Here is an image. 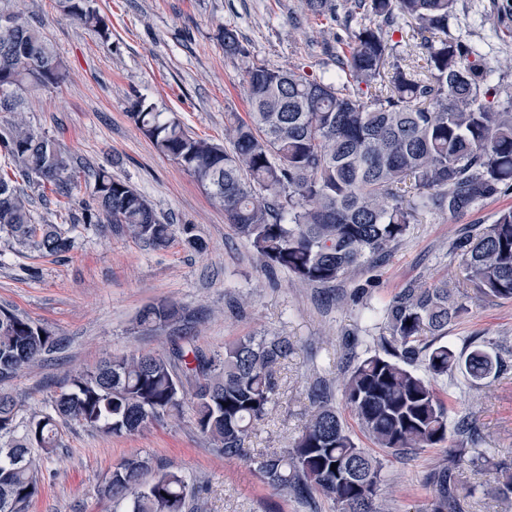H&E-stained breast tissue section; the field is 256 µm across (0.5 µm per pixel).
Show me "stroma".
<instances>
[{
    "mask_svg": "<svg viewBox=\"0 0 512 512\" xmlns=\"http://www.w3.org/2000/svg\"><path fill=\"white\" fill-rule=\"evenodd\" d=\"M112 35L102 40L70 23L57 0H0V12L35 16L67 68L57 88L28 92L25 118L75 160L105 167L128 181L173 224H191L202 250L174 239L156 249L113 225L74 224L71 212L89 200L83 184L71 198L32 188L35 223L61 225L73 239L70 252L45 256L0 240V306L51 332L58 350L14 377L0 392L17 402L16 434L29 418L52 410V401L79 368L134 350L165 353L180 340L220 351L244 336L279 333L298 350L280 368V403L246 443V458L229 460L195 429L191 417L112 437L72 420L59 427L54 452L41 455L42 488L27 512H128L129 503L105 496L112 467L131 455L175 471L188 482L189 512H335L317 498L307 508L265 486L253 461L291 447L310 407L308 391L330 387L357 442L369 447L343 400L342 378L351 356H364L383 332L377 308L408 282L441 279L455 285L469 311L448 328L455 349L480 345L502 355L506 369L481 386L460 373L435 381L451 418L473 414L478 448L490 465L512 466V300L477 297L463 281L456 242L478 224L492 223L512 207V192L461 215L422 213L391 253L331 288L299 285L286 271L263 267L248 243L224 219L193 178L160 154L130 117L143 99L163 117H177L195 135L223 143L224 115L244 113L245 68L259 63L296 69L311 77L336 72L324 52L349 41L338 22L307 11L305 0H91ZM237 29L244 55L225 54L220 27ZM448 35L480 45L495 68L499 97L512 95V0H457ZM172 300L185 321L145 329L137 324L146 306ZM444 455L426 448L387 457L392 512H425L426 477ZM459 512H512V503L485 494L487 467L456 472Z\"/></svg>",
    "mask_w": 512,
    "mask_h": 512,
    "instance_id": "stroma-1",
    "label": "stroma"
}]
</instances>
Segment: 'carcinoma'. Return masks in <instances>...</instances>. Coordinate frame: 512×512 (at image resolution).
I'll return each instance as SVG.
<instances>
[{
    "label": "carcinoma",
    "mask_w": 512,
    "mask_h": 512,
    "mask_svg": "<svg viewBox=\"0 0 512 512\" xmlns=\"http://www.w3.org/2000/svg\"><path fill=\"white\" fill-rule=\"evenodd\" d=\"M70 21L107 41L111 30L90 0H58ZM314 15L338 19L336 0H305ZM456 0H353L344 11L352 31L348 51H336V74L311 78L252 63L246 69L249 112L224 113L230 146L195 136L177 119L161 118L143 100L133 119L156 150L191 175L224 208L233 231L268 266L315 287L347 276L387 255L423 212L456 215L512 191V98L497 99L494 68L472 44L448 39ZM408 19L423 64L397 54L392 35ZM224 53L242 55L238 31L221 33ZM37 24L19 14L0 30V150L13 165L0 174V232L21 247L62 256L71 238L56 224H35L23 185L68 192L75 179L92 185V203L74 224H116L162 249L176 235L203 248L191 224L163 221L127 181L98 168L82 171L55 141L27 125L25 93L57 88L65 76ZM374 88L362 100L360 85ZM466 280L484 297L512 299V208L458 241ZM466 311L448 281L410 282L384 304L386 334L370 354L350 362L345 404L381 451L359 446L331 395L310 391L311 410L292 447L255 461L260 479L298 500L321 496L336 512H385L384 457H402L448 442L449 409L432 379L459 371L473 385L496 377L504 360L473 346L448 345V326ZM182 318L161 301L143 309L139 324L162 327ZM411 324H406V321ZM52 334L0 307V379L52 352ZM297 344L284 335L244 336L207 354L178 341L166 354L130 352L73 373L53 400V412L31 417L16 438V403L0 395V512H25L41 488L34 450L57 447L59 422L76 420L109 435L183 418L192 399L198 432L228 459L244 456L255 426L279 403V369ZM423 366L428 376L417 372ZM475 421L454 422L471 439ZM486 461L464 442L448 448L428 477L429 512H456L455 470ZM337 468H331V464ZM150 459L119 462L103 487L114 499L132 498L131 512H187L185 477L173 471L142 482ZM489 491L512 498V470L495 469Z\"/></svg>",
    "instance_id": "1"
}]
</instances>
